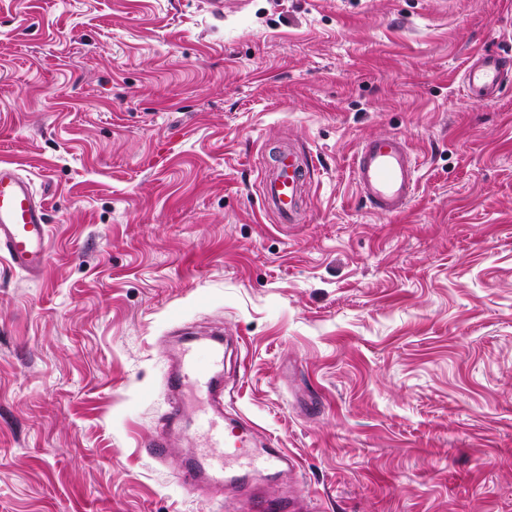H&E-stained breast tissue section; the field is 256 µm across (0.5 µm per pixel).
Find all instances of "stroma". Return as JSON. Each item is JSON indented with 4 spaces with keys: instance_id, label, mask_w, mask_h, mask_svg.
Wrapping results in <instances>:
<instances>
[{
    "instance_id": "1",
    "label": "stroma",
    "mask_w": 512,
    "mask_h": 512,
    "mask_svg": "<svg viewBox=\"0 0 512 512\" xmlns=\"http://www.w3.org/2000/svg\"><path fill=\"white\" fill-rule=\"evenodd\" d=\"M512 0H0V161L50 251L0 258V512H245L145 451L178 336L224 337V414L316 512H512ZM417 188L365 205L361 142ZM313 169L262 210L281 148ZM509 81L508 70L502 58L492 50L476 53L464 70L467 91L480 99H494ZM417 161L399 137L373 138L358 149L353 176L361 197L377 212L396 216L416 189Z\"/></svg>"
}]
</instances>
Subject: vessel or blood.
<instances>
[{"label":"vessel or blood","instance_id":"vessel-or-blood-1","mask_svg":"<svg viewBox=\"0 0 512 512\" xmlns=\"http://www.w3.org/2000/svg\"><path fill=\"white\" fill-rule=\"evenodd\" d=\"M512 80L499 54L483 50L471 57L464 70L465 87L480 99L495 98ZM312 168L291 148L281 151L272 169L264 176L262 203L266 211L283 224L293 223L295 204ZM417 161L404 141L396 136L373 138L358 149L353 176L361 197L375 211L396 216L407 207L416 189ZM50 247L45 209L31 180L13 163L0 162V253L21 272L34 274L45 265ZM208 365L199 368L198 356ZM224 347L220 340L205 346L187 345L176 355V364L167 379L174 398L167 417L147 443V453L164 460L171 447L169 428L177 422L186 394L206 395L208 407L199 409L191 428L192 437L203 440V449L194 454L181 480L188 489L209 485L236 495L253 512H306V501L296 495L266 497L253 479L254 473L279 474L298 468V461L286 449L267 442L253 450L254 427L248 421L224 417Z\"/></svg>","mask_w":512,"mask_h":512}]
</instances>
